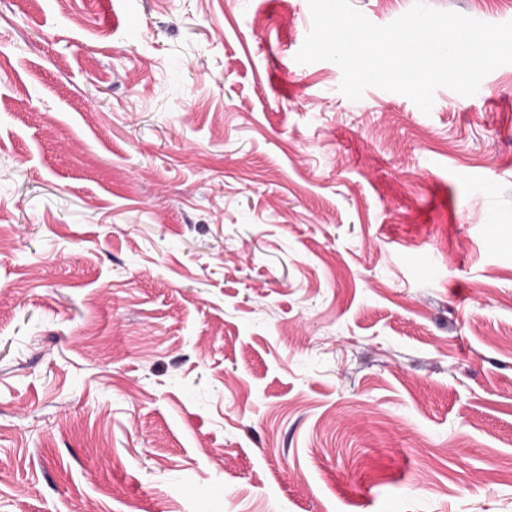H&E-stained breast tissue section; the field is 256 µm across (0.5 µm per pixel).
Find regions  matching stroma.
Masks as SVG:
<instances>
[{
  "mask_svg": "<svg viewBox=\"0 0 512 512\" xmlns=\"http://www.w3.org/2000/svg\"><path fill=\"white\" fill-rule=\"evenodd\" d=\"M310 27L0 0V512H512V65L352 101Z\"/></svg>",
  "mask_w": 512,
  "mask_h": 512,
  "instance_id": "1",
  "label": "stroma"
}]
</instances>
